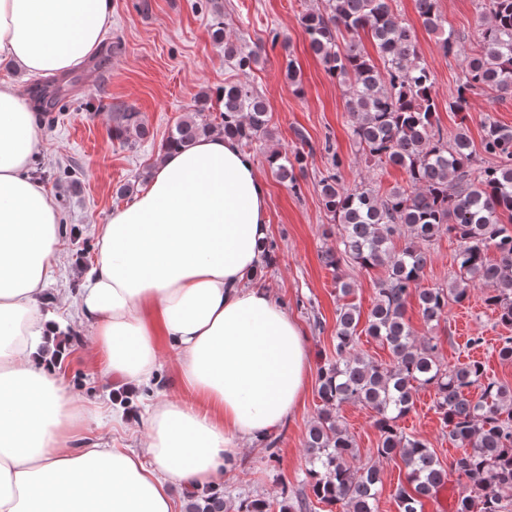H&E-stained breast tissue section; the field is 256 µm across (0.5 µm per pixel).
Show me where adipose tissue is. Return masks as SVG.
<instances>
[{
	"label": "adipose tissue",
	"mask_w": 512,
	"mask_h": 512,
	"mask_svg": "<svg viewBox=\"0 0 512 512\" xmlns=\"http://www.w3.org/2000/svg\"><path fill=\"white\" fill-rule=\"evenodd\" d=\"M111 15V0H0V61L67 74ZM39 131L19 89L0 82V512H176L173 485L223 486L226 461L280 429L307 388L301 325L249 284L270 231L267 185L215 132L162 152L146 190L99 227L76 306L105 374L150 399L141 448H88L101 409L39 350L59 330L39 304L59 238V213L28 175ZM164 342L193 400L158 387Z\"/></svg>",
	"instance_id": "1"
}]
</instances>
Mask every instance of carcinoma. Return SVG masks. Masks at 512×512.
<instances>
[{
	"label": "carcinoma",
	"mask_w": 512,
	"mask_h": 512,
	"mask_svg": "<svg viewBox=\"0 0 512 512\" xmlns=\"http://www.w3.org/2000/svg\"><path fill=\"white\" fill-rule=\"evenodd\" d=\"M391 0H322L304 14L302 32L312 53L344 92L352 117V134L366 164L399 167L407 185L383 194L359 184L342 183V160L332 154V171L319 181L324 209L336 224V248L323 253L326 266L337 269L348 258L365 270L379 268L375 304L367 315L366 335L387 347L389 363L375 362L356 349L361 312L353 303L336 310L335 356L319 368L320 407L307 429L304 451L309 467L304 485L309 497L289 496V508L311 512L314 504L340 506L342 512H376L380 466L368 461L356 467L358 454L337 420L344 403L374 412L379 443L377 460H398L407 484L394 492L398 512H422L445 482L448 472L428 444L403 431L398 422L412 409L417 391L430 388L448 439L464 452L451 467L472 483V492L456 502V512H512V386L487 377L472 361L449 367L439 358L434 338L419 341L405 319L414 295L425 322L437 324L449 302L462 303L471 289L483 287L485 302L512 325V126L483 121V152L478 163L470 151L466 121L469 95L477 91L512 92V0H480L485 23L477 46L466 51L460 36L442 14L439 0H415L423 27L435 35L444 55L462 57L456 93L448 111L460 114L456 133L448 136L435 120V78L422 60L415 35L399 21ZM374 42L382 66L365 50L363 36ZM214 41L224 45V63L243 73L262 60V46L252 48L227 37L224 22L212 24ZM222 104L220 126L204 118L210 96H198V117L178 122L162 149L182 148L220 130L245 147L269 144L267 162L294 193L296 172L303 171V152L275 143L268 105L246 80H227L217 90ZM112 138L133 146L148 130L132 108L113 113ZM446 230L459 241L458 272L446 287L421 288L428 264L423 245ZM404 237L397 250L393 240ZM495 249L499 258L486 253ZM481 388L474 400L473 386ZM187 512H270L259 499L241 500L231 509L224 492L188 495Z\"/></svg>",
	"instance_id": "carcinoma-1"
}]
</instances>
